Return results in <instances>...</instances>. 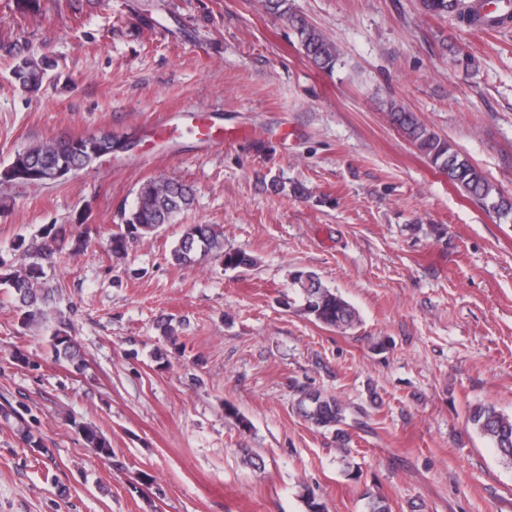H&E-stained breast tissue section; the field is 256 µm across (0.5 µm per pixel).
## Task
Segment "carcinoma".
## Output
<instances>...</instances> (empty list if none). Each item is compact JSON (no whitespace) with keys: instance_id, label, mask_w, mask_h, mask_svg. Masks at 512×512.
I'll list each match as a JSON object with an SVG mask.
<instances>
[{"instance_id":"cac0c4a2","label":"carcinoma","mask_w":512,"mask_h":512,"mask_svg":"<svg viewBox=\"0 0 512 512\" xmlns=\"http://www.w3.org/2000/svg\"><path fill=\"white\" fill-rule=\"evenodd\" d=\"M420 6L429 16L449 17L469 26L493 28L512 19V0H496L491 11L475 0H420ZM266 8L291 24L308 59L322 70L333 69L338 49L322 30L294 14L289 0H266ZM47 68L48 64L42 59L21 57L12 74L23 90L33 93L40 89ZM387 113L415 149L432 166L447 174L466 195L482 201L487 209L503 219L512 216V201L494 191L484 171L454 142L427 127L401 104L387 103ZM76 142L84 148L79 155L72 153ZM90 143L91 140L83 136L32 144L16 153L0 172V182L11 186L25 185L30 182V174H45L62 164L73 165L76 172L84 170L96 162L92 152L88 151ZM193 202L191 187L180 180L162 178L142 184L133 205L122 213L120 230L109 239L110 250L118 254L125 251L128 241L156 235L164 226L174 223L178 214L190 209ZM208 255L220 259L226 270L249 269L256 265V258L245 250H224L222 235L211 224L185 225L170 258L177 265H191L199 257ZM45 277L42 264L36 261L20 272L0 276V285L14 289L25 325L44 316V310L36 306L35 289L43 287ZM291 284L302 301L303 310L318 324L345 332L359 322L356 309L341 294L324 287L315 273L297 271L291 276ZM51 346L57 359L76 369L81 367L82 359L71 337L57 332L51 336ZM296 407L306 421L318 428L338 432L346 420L343 404L336 397L319 391H301ZM467 421L488 439L504 462L512 465V414L500 412L491 405H478L470 411ZM76 428L87 447L104 456L112 455L111 444L101 431L84 423L76 424Z\"/></svg>"}]
</instances>
